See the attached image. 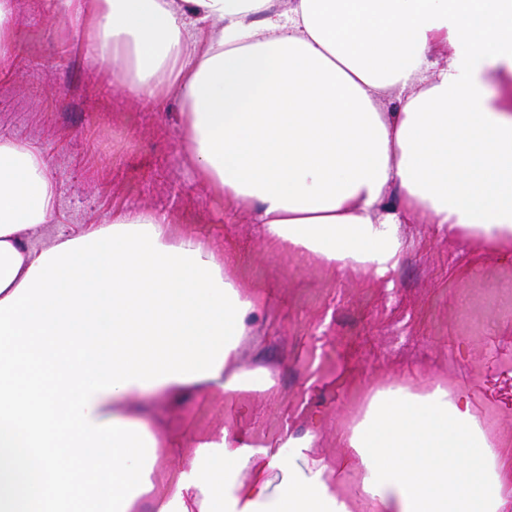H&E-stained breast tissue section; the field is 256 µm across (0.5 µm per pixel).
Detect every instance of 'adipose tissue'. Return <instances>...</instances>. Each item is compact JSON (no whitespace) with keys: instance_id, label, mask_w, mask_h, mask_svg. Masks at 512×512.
<instances>
[{"instance_id":"adipose-tissue-1","label":"adipose tissue","mask_w":512,"mask_h":512,"mask_svg":"<svg viewBox=\"0 0 512 512\" xmlns=\"http://www.w3.org/2000/svg\"><path fill=\"white\" fill-rule=\"evenodd\" d=\"M278 2L63 0L62 16L126 95L179 87L197 178L265 239L381 278L412 217L512 254V89L488 88L512 77V0ZM55 194L40 153L1 138L0 512H352L313 436L149 425L152 397L270 388L238 358L262 302L162 212L29 247ZM342 439L371 512H512L469 392L385 384ZM184 451L190 468L162 475Z\"/></svg>"}]
</instances>
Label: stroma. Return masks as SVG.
Listing matches in <instances>:
<instances>
[{
	"label": "stroma",
	"instance_id": "35a3bbf8",
	"mask_svg": "<svg viewBox=\"0 0 512 512\" xmlns=\"http://www.w3.org/2000/svg\"><path fill=\"white\" fill-rule=\"evenodd\" d=\"M9 64L0 67V137L36 149L57 183L49 223L27 231L35 248L131 211L170 216L175 231L208 240L236 263L244 290L268 302L239 346L241 363L273 385L243 404L191 395L158 402L155 422L204 437L249 427L256 440L315 438L341 465V495H355L360 462L339 435L371 387L434 380L471 385L474 409L512 470V256L484 252L403 225L389 278L356 275L269 247L251 214L203 186L182 142L177 92L144 102L120 94L61 28L59 0H16Z\"/></svg>",
	"mask_w": 512,
	"mask_h": 512
}]
</instances>
